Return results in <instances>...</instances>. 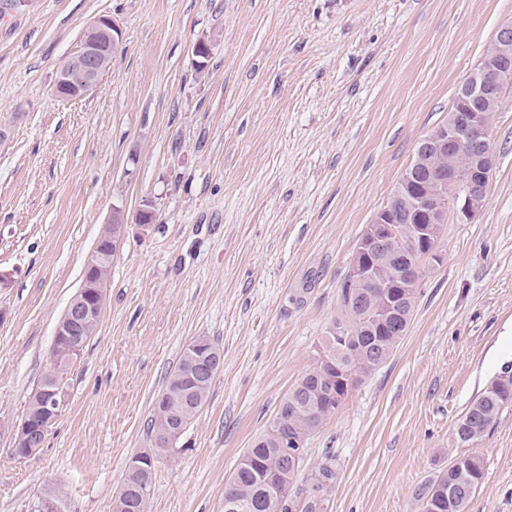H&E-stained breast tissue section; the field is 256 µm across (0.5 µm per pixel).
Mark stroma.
Here are the masks:
<instances>
[{"label":"stroma","mask_w":512,"mask_h":512,"mask_svg":"<svg viewBox=\"0 0 512 512\" xmlns=\"http://www.w3.org/2000/svg\"><path fill=\"white\" fill-rule=\"evenodd\" d=\"M100 18L121 34L109 69L59 97ZM510 20L512 0H0V512L53 487L65 512H113L198 336L223 366L156 462L146 512H223L341 317L365 228ZM492 129L480 215L449 218L398 348L306 442L299 480L335 457L325 512H419L418 487L465 454L484 468L468 512H512V407L473 445L454 431L512 364V88ZM117 209L127 230L70 402L41 453L13 459L8 430Z\"/></svg>","instance_id":"stroma-1"}]
</instances>
